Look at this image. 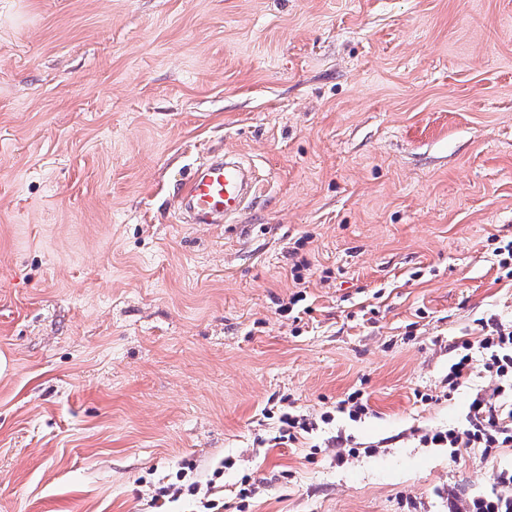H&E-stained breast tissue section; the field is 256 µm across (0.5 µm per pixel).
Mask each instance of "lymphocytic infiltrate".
Instances as JSON below:
<instances>
[{
	"mask_svg": "<svg viewBox=\"0 0 512 512\" xmlns=\"http://www.w3.org/2000/svg\"><path fill=\"white\" fill-rule=\"evenodd\" d=\"M461 354L448 367V390L465 386L474 372L489 378V393L475 394L468 405L466 423L425 434L423 443L449 449L458 457L462 449L480 448L492 453L512 447V329L489 326L477 342L462 341Z\"/></svg>",
	"mask_w": 512,
	"mask_h": 512,
	"instance_id": "1",
	"label": "lymphocytic infiltrate"
}]
</instances>
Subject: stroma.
<instances>
[{
	"mask_svg": "<svg viewBox=\"0 0 512 512\" xmlns=\"http://www.w3.org/2000/svg\"><path fill=\"white\" fill-rule=\"evenodd\" d=\"M224 151L269 190L182 223ZM511 241L512 0H0V512H156L189 464L224 512L484 493L512 447L420 437L488 384L446 394Z\"/></svg>",
	"mask_w": 512,
	"mask_h": 512,
	"instance_id": "obj_1",
	"label": "stroma"
}]
</instances>
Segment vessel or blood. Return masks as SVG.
<instances>
[{
  "instance_id": "obj_1",
  "label": "vessel or blood",
  "mask_w": 512,
  "mask_h": 512,
  "mask_svg": "<svg viewBox=\"0 0 512 512\" xmlns=\"http://www.w3.org/2000/svg\"><path fill=\"white\" fill-rule=\"evenodd\" d=\"M262 186L237 153H219L181 183L179 213L188 224L232 223L253 207Z\"/></svg>"
}]
</instances>
